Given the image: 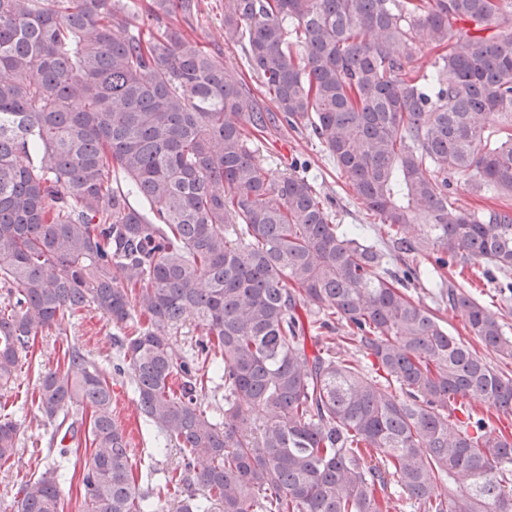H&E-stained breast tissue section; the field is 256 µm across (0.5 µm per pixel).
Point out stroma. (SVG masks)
Instances as JSON below:
<instances>
[{
  "mask_svg": "<svg viewBox=\"0 0 512 512\" xmlns=\"http://www.w3.org/2000/svg\"><path fill=\"white\" fill-rule=\"evenodd\" d=\"M173 22L184 25L187 33L204 45L225 67L241 72L246 87L252 94H259L260 82L253 71L246 67L243 46L228 47L224 44V0H201L198 14L190 22H183L178 16L174 17ZM257 156L275 180L295 169L315 175L318 189L332 200L337 223L366 225L369 238H379L378 228L370 224L365 207L354 199L352 190L344 178L338 176L335 165L323 154L309 129L280 125L278 130L258 141ZM462 282L475 295L492 300L494 309L502 315L507 335L512 336V292H496L493 285L487 284L478 267L466 269ZM112 333V325L92 311L69 326L66 335L37 337L32 368L22 370L12 388L0 394V403L5 404L7 412L20 426V440L15 455L7 462H0V512H12L13 499L23 478L34 468L45 470L50 465L45 455L52 426L43 421L31 404L39 376L55 368L64 349L76 341L91 350L104 366H111L114 354ZM112 390L115 420L125 431L133 455L145 460L154 459L160 474L171 473L179 464L178 452L170 449L155 453L154 436L143 421L128 383L113 385Z\"/></svg>",
  "mask_w": 512,
  "mask_h": 512,
  "instance_id": "stroma-1",
  "label": "stroma"
}]
</instances>
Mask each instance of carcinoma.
I'll return each mask as SVG.
<instances>
[{"label": "carcinoma", "instance_id": "1", "mask_svg": "<svg viewBox=\"0 0 512 512\" xmlns=\"http://www.w3.org/2000/svg\"><path fill=\"white\" fill-rule=\"evenodd\" d=\"M199 8L150 0L131 28L135 0H0V388L38 335L89 311L118 329L112 371L73 344L34 400L67 462L70 410H92L89 512H163L172 490L177 512H380V492L386 512H512V433L491 416L512 413V374L418 295L512 361L453 276L512 273V211L448 193L464 173L512 196V0H224V44L247 42L273 112L182 27L153 28ZM279 122L311 129L381 239L335 223L307 177L270 179L252 137ZM188 317L204 339L181 353ZM126 377L181 456L145 492L112 410ZM18 435L0 416L1 461ZM63 476L31 474L14 512H64ZM421 297L425 303H427L430 307L439 308V315L443 318L444 324L448 327V331L453 336H462L464 339L469 341L471 345L475 346L477 351L484 356L487 362H490L492 365H501V367L505 370H511L512 366H504L499 363L498 359L493 355L489 354L483 350L482 346L475 341L474 336L470 335L468 330L464 329V321L459 313L454 312L448 305L445 306L441 304L440 306L436 305L433 299L428 294H421Z\"/></svg>", "mask_w": 512, "mask_h": 512}]
</instances>
